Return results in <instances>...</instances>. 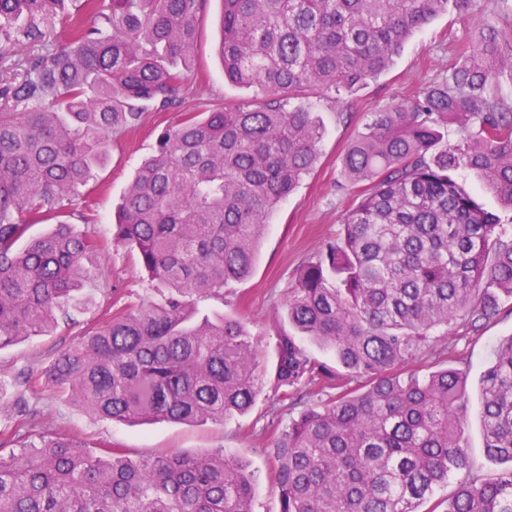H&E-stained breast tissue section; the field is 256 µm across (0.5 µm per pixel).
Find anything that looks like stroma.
I'll use <instances>...</instances> for the list:
<instances>
[{
    "label": "stroma",
    "instance_id": "35a3bbf8",
    "mask_svg": "<svg viewBox=\"0 0 512 512\" xmlns=\"http://www.w3.org/2000/svg\"><path fill=\"white\" fill-rule=\"evenodd\" d=\"M221 10L220 0H209L200 22L195 63L177 92L176 107L147 112L142 126L113 145L107 161L94 172V221L75 225L76 230L104 244L88 265L90 276L84 293L89 309L76 314L75 324L59 325L53 332L0 350V452L19 451L20 445L12 437L22 426L34 435H68L92 451L120 448L133 459L173 450L193 455L221 449L247 460L255 473V512H277V493L270 481L272 460L266 448L277 430L297 414L290 396L275 388L268 373L276 333L285 323L282 305L295 284L298 269L313 258L325 240L335 236L345 213L361 195L360 188L343 190L339 184L346 148L369 113L397 104L441 77L454 61L458 47L469 40L472 26L453 11L438 16L404 44L385 75L347 96L343 106H335L323 97L316 99L325 135L314 168L272 214L251 275L225 285L223 299L199 300L202 311H220L248 323L262 380L252 409L221 424L112 422L88 413L66 394L48 386L44 374L61 353L77 344L99 309L122 305L137 296L160 297L140 272L135 255L112 246V215L136 169L152 155L158 134L177 124L181 113L197 112L214 103L227 106L254 101L253 90L224 78L216 55ZM499 303V318L479 330L456 323L447 333H434L425 353L413 364L414 370L423 375L446 366L467 371L471 392L465 440L473 470L487 479L496 478L502 466L489 459L484 450L476 388L493 360L497 342L512 336V298L500 296Z\"/></svg>",
    "mask_w": 512,
    "mask_h": 512
}]
</instances>
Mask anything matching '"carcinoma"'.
Wrapping results in <instances>:
<instances>
[{
    "instance_id": "cac0c4a2",
    "label": "carcinoma",
    "mask_w": 512,
    "mask_h": 512,
    "mask_svg": "<svg viewBox=\"0 0 512 512\" xmlns=\"http://www.w3.org/2000/svg\"><path fill=\"white\" fill-rule=\"evenodd\" d=\"M209 0H0V350L71 316L97 241L73 202L112 142L176 105ZM224 76L264 102L187 112L157 137L118 206L112 241L167 297L103 311L45 382L119 422L222 423L260 390L244 319L203 313L249 276L276 207L324 137L311 101L385 73L452 9L477 20L448 74L371 114L343 158L367 185L336 237L298 271L277 332L276 388L319 382L329 401L268 446L278 512H512V468L472 472L466 374L398 373L431 333L499 315L512 232L458 183L471 171L512 208V29L478 0H220ZM65 38L47 44L49 28ZM457 128L448 141V126ZM52 230L18 248L35 224ZM343 371L315 359L304 342ZM485 451L512 464V336L479 381ZM462 478L448 503L435 489ZM257 478L224 451L86 452L60 434L0 454V512H255Z\"/></svg>"
}]
</instances>
